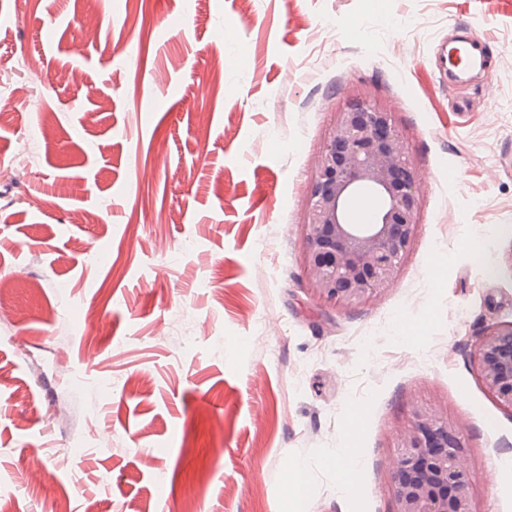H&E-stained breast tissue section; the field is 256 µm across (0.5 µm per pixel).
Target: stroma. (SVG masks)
<instances>
[{"label":"stroma","instance_id":"obj_1","mask_svg":"<svg viewBox=\"0 0 512 512\" xmlns=\"http://www.w3.org/2000/svg\"><path fill=\"white\" fill-rule=\"evenodd\" d=\"M466 24L501 65L452 81ZM20 84L0 109L10 512H395L426 406L460 429L473 512H512V409L473 360L512 322V0H0V101ZM356 95L391 112L421 207L395 280L346 308L302 242ZM27 134V175L4 176ZM340 448L363 462L348 492Z\"/></svg>","mask_w":512,"mask_h":512}]
</instances>
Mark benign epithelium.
Wrapping results in <instances>:
<instances>
[{
	"label": "benign epithelium",
	"instance_id": "obj_1",
	"mask_svg": "<svg viewBox=\"0 0 512 512\" xmlns=\"http://www.w3.org/2000/svg\"><path fill=\"white\" fill-rule=\"evenodd\" d=\"M360 195L376 203L365 221L351 210ZM419 207L414 163L391 113L351 99L336 113L309 186L302 248L319 296L355 306L384 289L416 233ZM476 356L486 387L512 408V322L488 327ZM459 434L436 410H413L391 472L396 512H473L467 490L475 475Z\"/></svg>",
	"mask_w": 512,
	"mask_h": 512
}]
</instances>
